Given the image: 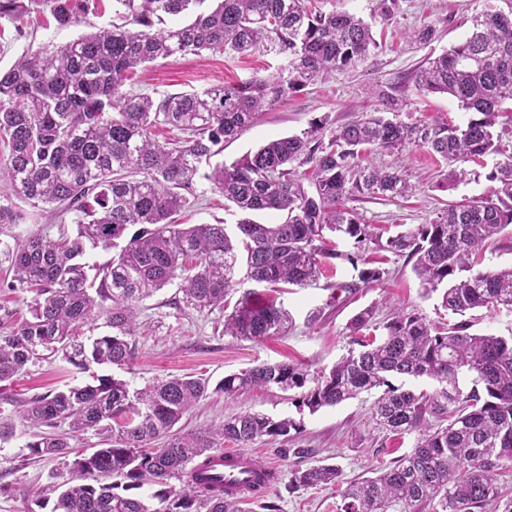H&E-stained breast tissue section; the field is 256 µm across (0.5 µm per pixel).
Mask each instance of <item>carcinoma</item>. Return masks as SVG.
<instances>
[{"mask_svg":"<svg viewBox=\"0 0 512 512\" xmlns=\"http://www.w3.org/2000/svg\"><path fill=\"white\" fill-rule=\"evenodd\" d=\"M31 0H0V19L13 21ZM93 0H45L60 26L92 10ZM112 0V24L51 49L39 48L0 71V197L13 195L77 212L76 234L29 238L8 252L10 289L31 294L30 318L0 333V383L20 375L39 351L60 353L74 366H124L134 356L140 303L179 281L183 301L199 312L224 309V334L261 340L278 334L287 313L256 300L248 282L304 288L336 257L325 232L341 233L361 248L371 241L414 259L424 294L440 293L454 315L478 308L512 312V266L475 268L481 253L512 225V152L504 149L499 119L512 114V12L493 0L471 18L468 36L430 57L415 74L427 92L454 97L473 113L466 124H412L363 113L330 127L324 116L299 135L274 138L229 165L211 164L224 142L252 126L273 102L335 77L377 48L371 23L349 12L314 10L307 0ZM187 16L185 24L165 19ZM269 43L288 55V68L235 84L153 98L123 90L128 75L157 59L216 50L249 55ZM179 133L172 147L153 128ZM425 149L451 165L441 187L467 177L458 162L500 156L487 179L496 183L466 204L450 205L429 224L382 235L346 202L391 199L414 190L403 167L364 163L367 150L405 157ZM297 162L311 174L288 169ZM205 178L236 216V235L224 224H179L202 165ZM309 184H304V181ZM279 212L283 221L252 216ZM23 211L0 204V225L21 224ZM135 231H130V228ZM112 251L103 266L85 261L86 244ZM95 271L89 276V271ZM385 270L366 267L349 293L380 282ZM100 317L110 331L87 346L78 329ZM372 312L349 325L351 350L312 376L291 363H262L228 374L215 391L229 400L255 388L300 390L299 404L315 413L361 393L383 389L371 404L386 432L415 436L411 451L376 476L345 481L341 467L299 469V487L346 484L337 512H512V487L497 479L512 468V336L471 334L464 321H434L422 310L397 307L380 335L366 336ZM472 376L463 391L459 377ZM392 377L437 383L432 392L395 387ZM95 383L37 396L19 412L34 427L68 424L94 430L105 446L73 451L57 435L28 444L40 456L74 455L47 490L51 512H240L241 498H263L274 475L245 482L240 496L207 475L219 436L242 447L299 431L291 418L234 412L212 432L180 434L174 426L203 398L209 381L173 376L130 391L110 374ZM119 481L102 483V476ZM177 480L179 486L171 484ZM157 486L161 508L128 494Z\"/></svg>","mask_w":512,"mask_h":512,"instance_id":"1","label":"carcinoma"}]
</instances>
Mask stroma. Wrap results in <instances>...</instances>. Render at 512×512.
<instances>
[{
	"instance_id": "stroma-1",
	"label": "stroma",
	"mask_w": 512,
	"mask_h": 512,
	"mask_svg": "<svg viewBox=\"0 0 512 512\" xmlns=\"http://www.w3.org/2000/svg\"><path fill=\"white\" fill-rule=\"evenodd\" d=\"M478 5V0H399L389 19L375 22L373 35L378 46L364 62L274 102L255 125L225 142L220 161L232 163L270 139L302 133L312 119L324 115L341 125L359 113L373 111L378 103L368 98L367 92L381 83L391 84L394 97L403 102L404 121L426 124L447 119L465 124L469 114L455 98L421 91L414 78L426 58L463 40ZM111 21L112 0H100L98 13L80 17L67 27L57 24L49 7L34 6L22 21L0 23V70L9 69L27 52L47 44L68 43ZM425 22L434 26L432 42L423 45L407 39L409 30ZM287 64V56L272 48L241 58L205 51L146 64L126 82L125 89L153 96L193 91L255 75H273ZM495 163V157H485L478 179L442 188L438 185L437 158L423 150L415 151L405 161L409 180L416 186L414 193L384 201L359 200L354 207L366 223L378 227L426 224L449 203L486 194L490 188L486 176ZM10 203L23 210L27 220L0 227V333L29 316V294L8 288V248L37 234L56 238L76 232L74 214H67L61 223L52 219L48 209L32 207L23 199L14 197ZM227 218L223 196L214 193L202 178L195 184L189 205L178 216L180 223L189 225L216 224ZM362 253L384 269L380 282L351 294L321 284L274 293L277 305L288 314V323L281 334L259 341L225 335L222 312L200 313L187 308L180 302L176 286L163 288L141 304L132 362L122 368L111 367L110 372L134 391L184 374L208 379L214 386L224 375L261 363L290 362L312 371L327 370L350 350L349 323L364 309H372V324L376 327L382 326L397 306L420 307L434 320L443 317L438 299L423 297L413 261L407 255L380 251L371 243ZM90 380V372L70 364L62 355L48 354L30 363L26 374L5 388V397L0 400V423L11 426L13 432L0 439V483L12 484L14 490L0 494V512H50L37 491L64 469L61 459L31 453L34 431L21 425L17 415L22 402ZM298 400L294 391L255 389L228 402L223 393L213 389L178 422L176 429L183 434L212 428L232 411L289 417L299 422V431L289 436L250 446L253 458L274 469L278 480L266 497L241 504V512H337L341 503L339 486L299 488L292 483L293 472L329 463L339 465L345 478L369 477L412 449L413 437L389 440L378 429L370 411L373 395L364 393L315 413L299 406Z\"/></svg>"
}]
</instances>
